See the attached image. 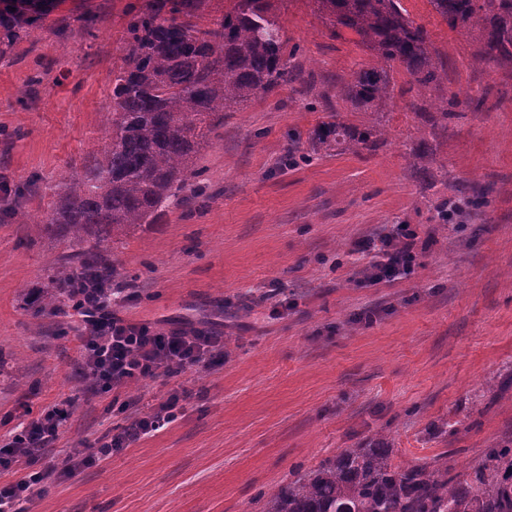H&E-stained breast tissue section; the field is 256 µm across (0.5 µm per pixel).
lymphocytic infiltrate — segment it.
Listing matches in <instances>:
<instances>
[{
  "instance_id": "f902f5d3",
  "label": "lymphocytic infiltrate",
  "mask_w": 512,
  "mask_h": 512,
  "mask_svg": "<svg viewBox=\"0 0 512 512\" xmlns=\"http://www.w3.org/2000/svg\"><path fill=\"white\" fill-rule=\"evenodd\" d=\"M380 243L382 258L374 264L377 274L394 279L407 273L416 259L414 233L402 226L397 233L381 237ZM74 315L82 330V371L107 391L155 376L162 369L183 370L224 355L223 337L201 332H158L147 324L118 316L108 299H98L95 308L78 309ZM178 402L177 395H168L152 413L134 420L122 434L91 448L73 449L65 459L37 469L32 461L56 440L68 417V405L58 401L38 418L19 423L17 431L0 446V469L11 468L16 473L14 481L0 485V512H23L24 501L61 477L75 475L79 462L105 460L114 449L164 428L172 421Z\"/></svg>"
}]
</instances>
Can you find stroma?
Segmentation results:
<instances>
[{"label": "stroma", "instance_id": "obj_1", "mask_svg": "<svg viewBox=\"0 0 512 512\" xmlns=\"http://www.w3.org/2000/svg\"><path fill=\"white\" fill-rule=\"evenodd\" d=\"M149 0H53L40 27L0 52V440L56 401L71 417L46 459L115 435L183 395L165 429L51 484L27 512H262V493L346 448L387 438L393 465L447 453L470 473L512 436V68L479 63V35L429 0H402L448 73L418 93L402 71L376 150L288 166L325 118L323 94L370 54L315 0H270L313 89L282 86L207 133L187 204L110 242L117 315L222 336L226 355L119 391L91 389L75 322L44 311L53 268L75 247L6 210L44 214L104 147L112 72L131 8ZM449 109L432 126L433 107ZM424 138L428 156L409 153ZM488 190L468 213L465 195ZM455 207L440 219L441 204ZM405 224L418 260L366 278L362 240Z\"/></svg>", "mask_w": 512, "mask_h": 512}]
</instances>
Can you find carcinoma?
Returning a JSON list of instances; mask_svg holds the SVG:
<instances>
[{
  "label": "carcinoma",
  "instance_id": "1",
  "mask_svg": "<svg viewBox=\"0 0 512 512\" xmlns=\"http://www.w3.org/2000/svg\"><path fill=\"white\" fill-rule=\"evenodd\" d=\"M334 27L361 36L371 59L336 88V102L374 116L360 129L323 122L308 137L313 154L338 146L360 152L378 147L385 130L379 114L390 99L393 67L422 91L448 79L429 50V34L414 24L401 0H315ZM454 30H477V62L512 67V0H430ZM206 0H153L131 11L123 65L112 80V118L104 148L88 156L66 180L49 213L14 209L19 224H43L78 247L58 267L68 285L94 269L114 271L103 253L108 239L153 224L182 205L196 167L205 127L224 113L275 88L298 82L288 38L268 15L266 0H236L216 21L204 17ZM42 17L0 10L9 42L40 26ZM385 439L346 448L310 475L273 492L263 512H512V446L490 448L467 477L452 473L448 455L438 462L391 464Z\"/></svg>",
  "mask_w": 512,
  "mask_h": 512
}]
</instances>
